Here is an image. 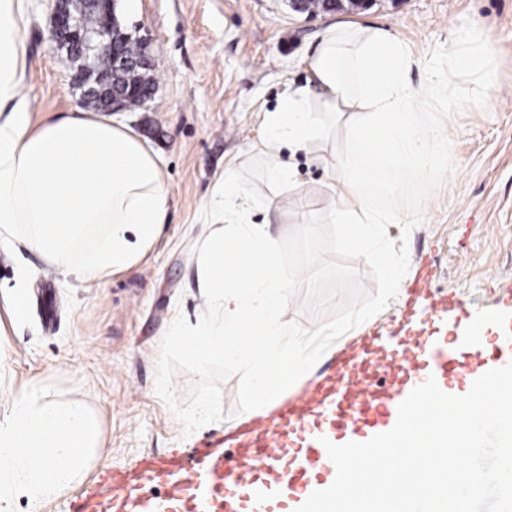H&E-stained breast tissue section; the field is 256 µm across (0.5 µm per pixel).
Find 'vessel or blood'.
<instances>
[{"label": "vessel or blood", "instance_id": "b4317fda", "mask_svg": "<svg viewBox=\"0 0 512 512\" xmlns=\"http://www.w3.org/2000/svg\"><path fill=\"white\" fill-rule=\"evenodd\" d=\"M407 288L423 295L425 305L416 316L403 318L400 333L354 346L317 380L283 396L261 426L205 445L194 459L176 453L142 457L130 475L101 482L81 512H152L135 494L142 481L170 483L165 512H290L293 499L333 471L325 442H363L369 432L395 423L399 404L428 378L442 388L454 379L468 389L474 382L471 367L512 362V326L497 309L440 300L422 274ZM452 311L495 330L494 341L435 336L434 326ZM384 359L391 370L387 385L377 380ZM227 445L236 450L230 461L224 457Z\"/></svg>", "mask_w": 512, "mask_h": 512}]
</instances>
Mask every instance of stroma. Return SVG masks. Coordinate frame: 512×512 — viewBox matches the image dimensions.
I'll list each match as a JSON object with an SVG mask.
<instances>
[{"instance_id":"1","label":"stroma","mask_w":512,"mask_h":512,"mask_svg":"<svg viewBox=\"0 0 512 512\" xmlns=\"http://www.w3.org/2000/svg\"><path fill=\"white\" fill-rule=\"evenodd\" d=\"M26 31L20 95L39 129L83 108L66 53L49 39V0H19ZM116 14L133 36L150 40L156 87L150 100L112 115L155 150L170 186L161 237L128 270L90 286L74 275L43 268L29 250L0 252V288H28L29 320L13 324L0 300V411L12 391L31 382L58 402L88 405L99 446L85 477L36 507L16 512H78L102 479L130 470L145 454L191 453L240 427L239 379L222 382L224 420L190 436L155 391L160 342L176 316L195 322L205 309L196 257L202 214L225 167L258 157L259 112L274 108L287 88L305 86L300 60L327 24L371 22L410 47L413 83L435 47L450 45L466 21L494 52L492 106L444 120L454 172L428 199L425 221L410 235L388 225L392 240L407 237L408 276L427 269L433 290L512 312V0H344L331 13L294 11L288 0H118ZM301 196L272 193L277 210L256 213L275 239L295 227L294 214L321 213L323 168L304 152L282 150Z\"/></svg>"}]
</instances>
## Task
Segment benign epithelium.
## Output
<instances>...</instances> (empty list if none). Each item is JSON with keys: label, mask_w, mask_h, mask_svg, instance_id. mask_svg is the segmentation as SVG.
Segmentation results:
<instances>
[{"label": "benign epithelium", "mask_w": 512, "mask_h": 512, "mask_svg": "<svg viewBox=\"0 0 512 512\" xmlns=\"http://www.w3.org/2000/svg\"><path fill=\"white\" fill-rule=\"evenodd\" d=\"M52 4L50 39L57 49L67 52L72 58H80V72L92 73L102 57H112V73L124 74L139 69L153 68L149 53L132 58L124 55L122 44L130 38L118 21L116 0H83L82 9L75 8L76 0H50ZM294 10L311 12L321 8L326 12L342 6L341 0H290ZM151 91L139 83H113L106 87L98 83H87L83 89V100H93L95 105L107 112L128 108L135 101L144 104Z\"/></svg>", "instance_id": "obj_1"}]
</instances>
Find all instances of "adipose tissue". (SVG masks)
<instances>
[{"mask_svg": "<svg viewBox=\"0 0 512 512\" xmlns=\"http://www.w3.org/2000/svg\"><path fill=\"white\" fill-rule=\"evenodd\" d=\"M24 43L18 0H0V250L22 245L44 267L96 281L131 267L159 239L170 189L153 149L109 117L81 111L32 130L18 97ZM304 62L314 87L288 90L260 114L268 177L299 192L281 149L315 154L332 199L324 222L340 225L344 246L376 259L388 292H398L401 263L384 239L390 218L372 210L351 157L358 149L387 155L426 182L442 181L446 166L426 160L436 137L421 121L428 89L408 80L407 43L373 25H327ZM99 437L83 403L49 401L36 383L11 394L0 412V512L18 498L35 505L69 489Z\"/></svg>", "mask_w": 512, "mask_h": 512, "instance_id": "obj_1", "label": "adipose tissue"}]
</instances>
